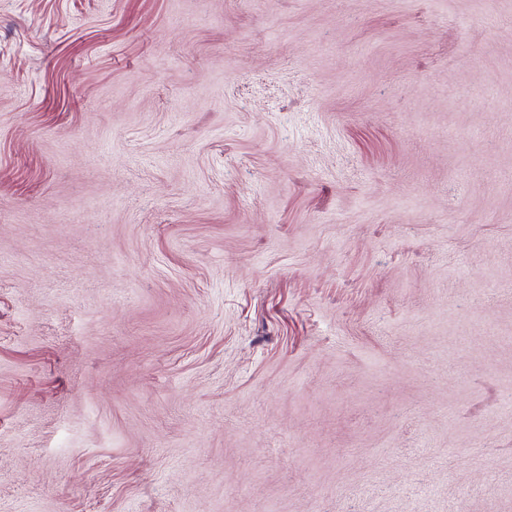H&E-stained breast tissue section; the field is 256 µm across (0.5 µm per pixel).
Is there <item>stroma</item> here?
I'll return each mask as SVG.
<instances>
[{
	"label": "stroma",
	"instance_id": "35a3bbf8",
	"mask_svg": "<svg viewBox=\"0 0 512 512\" xmlns=\"http://www.w3.org/2000/svg\"><path fill=\"white\" fill-rule=\"evenodd\" d=\"M0 512H512V0H0Z\"/></svg>",
	"mask_w": 512,
	"mask_h": 512
}]
</instances>
